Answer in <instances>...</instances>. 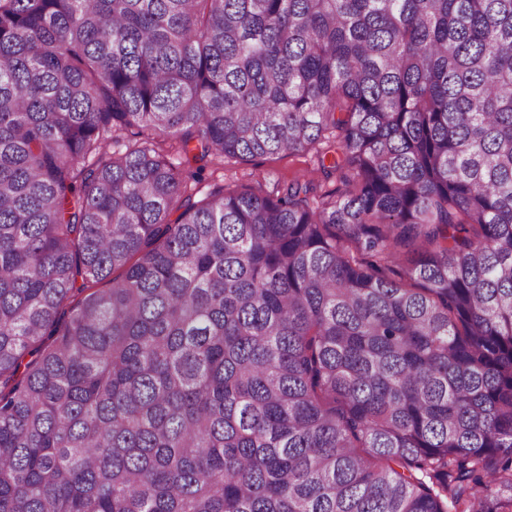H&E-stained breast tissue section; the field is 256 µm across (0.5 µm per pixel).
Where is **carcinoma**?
<instances>
[{"label": "carcinoma", "instance_id": "cac0c4a2", "mask_svg": "<svg viewBox=\"0 0 512 512\" xmlns=\"http://www.w3.org/2000/svg\"><path fill=\"white\" fill-rule=\"evenodd\" d=\"M0 512H512V0H0ZM305 175L315 185L313 200L319 202L323 194L336 188V175L326 178L319 171L318 156L314 152L300 155H279L257 158L248 163L224 162V169L209 167L202 176L200 184L194 186L197 200L209 193L224 189V192L240 190L242 186L260 191L263 194H275L284 181L294 176Z\"/></svg>", "mask_w": 512, "mask_h": 512}]
</instances>
